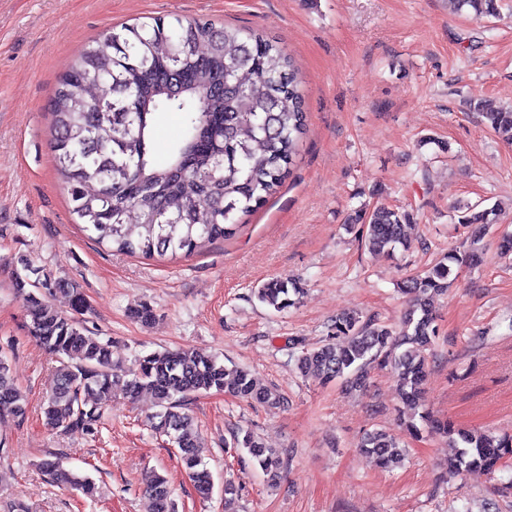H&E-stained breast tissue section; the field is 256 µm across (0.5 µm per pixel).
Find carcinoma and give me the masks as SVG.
I'll return each mask as SVG.
<instances>
[{"instance_id": "1", "label": "carcinoma", "mask_w": 512, "mask_h": 512, "mask_svg": "<svg viewBox=\"0 0 512 512\" xmlns=\"http://www.w3.org/2000/svg\"><path fill=\"white\" fill-rule=\"evenodd\" d=\"M476 19L491 16L496 0H457ZM50 109L59 173L84 230L115 252L145 258L189 257L238 226L240 216L264 204L281 187L306 134V114L293 61L262 33L209 21L175 16L125 25L92 41L59 77ZM482 122L512 145V107L486 110L473 104ZM178 112L183 129L156 157L154 118ZM458 222L471 242L451 250L431 267L404 279L400 291L410 305L395 328L357 314L333 322L330 335L297 358L303 377L322 384L341 383L347 391H366L369 367L395 375L403 403L412 410L406 435H441L457 448L448 467L490 475L512 459V435H494L457 425L420 409L428 375V355L439 334L432 297L448 288L449 278L484 262L477 242L497 223L495 208L458 207ZM359 235L374 254L395 256L409 249L404 227L409 214L377 205L359 216ZM13 287L22 297L28 330L58 366L56 380L42 406L46 425L68 434H92L113 397L135 399L148 390L158 410L151 429L174 440L178 458L196 493L209 498L214 483L202 456L198 427L189 413L190 396L211 390L259 404L276 406L280 398L257 384L251 374L204 350L164 349L139 359L128 371L112 362V345L102 341L73 314L56 309V293L77 289L51 276L30 280L37 270L21 261ZM297 283L277 277L256 290L259 302L281 312L296 304ZM0 405L20 422L28 401L0 354ZM266 481L277 483L284 461L250 432L234 435ZM358 447L388 466L405 452L404 440L383 429L365 432ZM40 468L57 486L82 490L93 482L48 454ZM155 512H176L168 480L145 478Z\"/></svg>"}]
</instances>
